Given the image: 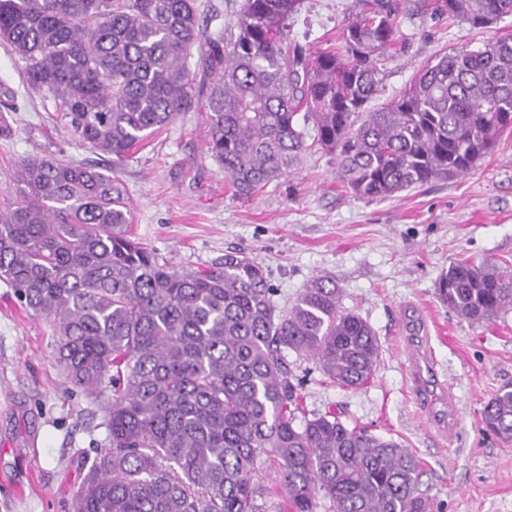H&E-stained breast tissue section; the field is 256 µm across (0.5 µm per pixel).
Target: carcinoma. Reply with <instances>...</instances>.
Returning <instances> with one entry per match:
<instances>
[{
	"label": "carcinoma",
	"instance_id": "1",
	"mask_svg": "<svg viewBox=\"0 0 512 512\" xmlns=\"http://www.w3.org/2000/svg\"><path fill=\"white\" fill-rule=\"evenodd\" d=\"M301 0H243L235 39L209 41L206 151L237 195L290 173L307 138L336 159L362 199L464 176L512 124V37L453 50L373 108L400 0H363L340 45L288 42ZM474 28L512 16V0H437ZM207 19L197 0H0V44L51 100L77 142L112 166L30 156L0 208V282L53 322L55 359L99 400L107 437L73 495V512H432L414 453L327 413L298 421L287 355L330 382L368 384L380 348L316 276L286 308L243 252L207 270L159 262L129 233L118 168L132 149L197 105L192 49ZM438 295L460 319L512 310V271L460 260ZM485 430L512 438V383L484 405ZM279 464L265 486L257 464Z\"/></svg>",
	"mask_w": 512,
	"mask_h": 512
}]
</instances>
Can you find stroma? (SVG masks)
<instances>
[{"label": "stroma", "mask_w": 512, "mask_h": 512, "mask_svg": "<svg viewBox=\"0 0 512 512\" xmlns=\"http://www.w3.org/2000/svg\"><path fill=\"white\" fill-rule=\"evenodd\" d=\"M398 39L382 62L374 106L396 97L417 70L443 51L482 48L512 36V16L486 29L404 0ZM357 0H303L290 41L334 49ZM19 110L16 132L0 138V202L14 197V173L32 155L95 160L52 102L23 83L0 47V101ZM203 111L155 132L120 169L132 234L176 267L203 270L225 252L260 262L279 304L317 276L341 289V308L375 331L381 355L364 387L331 384L310 360L289 355L301 378L305 414L334 413L409 448L434 512H512V439L484 432L481 412L512 382V312L472 324L439 301L438 281L458 259L512 267V130L468 175L384 200L354 197L336 161L310 146L295 168L252 195H236L207 156ZM423 318L438 370L451 388L456 428L445 435L408 393L401 330ZM54 327L23 308L0 284V512H68L72 492L107 436L96 403L76 391L54 358Z\"/></svg>", "instance_id": "1"}]
</instances>
